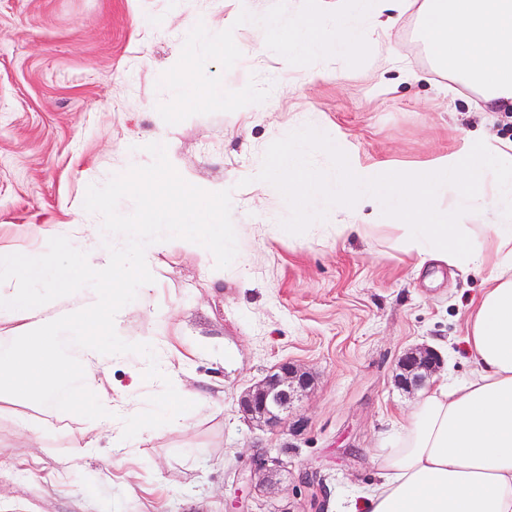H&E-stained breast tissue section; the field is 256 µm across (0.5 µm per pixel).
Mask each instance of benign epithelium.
I'll return each instance as SVG.
<instances>
[{
  "instance_id": "obj_1",
  "label": "benign epithelium",
  "mask_w": 512,
  "mask_h": 512,
  "mask_svg": "<svg viewBox=\"0 0 512 512\" xmlns=\"http://www.w3.org/2000/svg\"><path fill=\"white\" fill-rule=\"evenodd\" d=\"M440 365L441 359L432 348H411L397 362L395 381L407 391L416 390L439 371ZM310 385L309 374L293 363L284 361L261 382L244 391L239 398V406L248 419L276 426ZM280 467L281 462L276 457L263 460V476L257 481L248 479L250 488L256 493L260 492Z\"/></svg>"
}]
</instances>
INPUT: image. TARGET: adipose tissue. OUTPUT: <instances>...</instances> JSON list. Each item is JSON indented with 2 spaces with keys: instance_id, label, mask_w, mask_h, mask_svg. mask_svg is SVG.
<instances>
[{
  "instance_id": "adipose-tissue-1",
  "label": "adipose tissue",
  "mask_w": 512,
  "mask_h": 512,
  "mask_svg": "<svg viewBox=\"0 0 512 512\" xmlns=\"http://www.w3.org/2000/svg\"><path fill=\"white\" fill-rule=\"evenodd\" d=\"M243 0L241 21L285 36L286 63L305 57L346 63L416 9L437 69L487 101L512 103V0H335L331 25L303 11L269 15ZM335 156L333 172L315 171L313 152ZM270 197L314 216L330 209L348 221L336 237H373L365 202L400 219L393 246L417 263L444 261L486 270L466 319L475 368L444 379L396 423L389 445L375 448L379 481L363 494V512H512V142L465 136L462 150L406 173L376 174L345 154L315 122L256 172Z\"/></svg>"
}]
</instances>
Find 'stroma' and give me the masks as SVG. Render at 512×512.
Returning a JSON list of instances; mask_svg holds the SVG:
<instances>
[{
	"label": "stroma",
	"mask_w": 512,
	"mask_h": 512,
	"mask_svg": "<svg viewBox=\"0 0 512 512\" xmlns=\"http://www.w3.org/2000/svg\"><path fill=\"white\" fill-rule=\"evenodd\" d=\"M241 10L240 0H0L1 248L36 249L32 226L71 222L88 186L127 166V144L159 130L175 169L230 190L233 223L249 227L244 265L221 280L180 241L156 252L157 288L126 305L121 323L148 340L200 342L187 381L219 391L217 406L196 405L183 426L142 436L125 460L95 421L49 417L0 394V512H303L322 497L325 512H343L377 481L372 450L417 399L395 383L400 356L429 346L457 378L474 368L465 316L484 273L403 259L384 213L372 240L320 237L249 173L310 116L364 165L403 172L435 163L464 129L512 139L504 112L434 69L416 13L390 35L399 66L371 44L345 74L322 60L294 89L276 34L262 35V54L246 52L260 35L242 27ZM191 18L205 19L206 39H193ZM189 51L201 83L218 92L205 105L173 95ZM408 71L422 80L406 81ZM274 224L298 230L276 235ZM286 360L312 387L292 419L248 422L241 392ZM80 435L91 455L74 448ZM265 449L320 481L280 478L249 492L244 479Z\"/></svg>",
	"instance_id": "35a3bbf8"
}]
</instances>
